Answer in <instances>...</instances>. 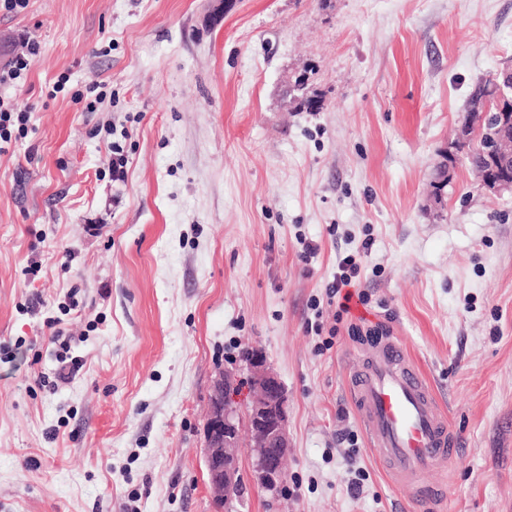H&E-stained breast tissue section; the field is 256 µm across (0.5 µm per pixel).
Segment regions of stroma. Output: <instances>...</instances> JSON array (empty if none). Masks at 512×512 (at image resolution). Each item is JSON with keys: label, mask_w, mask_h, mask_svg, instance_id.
Returning <instances> with one entry per match:
<instances>
[{"label": "stroma", "mask_w": 512, "mask_h": 512, "mask_svg": "<svg viewBox=\"0 0 512 512\" xmlns=\"http://www.w3.org/2000/svg\"><path fill=\"white\" fill-rule=\"evenodd\" d=\"M213 3L0 12L16 49L40 46L0 87L33 107L0 155V512H404L367 449L347 453L343 365L373 326L463 441L443 512H512V194L464 163L433 188L471 86L512 67V0H232L220 20ZM295 72L321 111L291 107ZM92 87L90 111L73 96ZM350 253L369 301L344 312L326 292ZM247 350L285 386L292 448L266 492L242 428L227 509L204 428L216 372ZM62 354L82 367L57 384Z\"/></svg>", "instance_id": "stroma-1"}]
</instances>
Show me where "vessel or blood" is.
I'll list each match as a JSON object with an SVG mask.
<instances>
[{
	"label": "vessel or blood",
	"mask_w": 512,
	"mask_h": 512,
	"mask_svg": "<svg viewBox=\"0 0 512 512\" xmlns=\"http://www.w3.org/2000/svg\"><path fill=\"white\" fill-rule=\"evenodd\" d=\"M344 386L374 461L424 512L447 498L448 467L461 440L427 374L392 331L373 328L350 353Z\"/></svg>",
	"instance_id": "b4317fda"
}]
</instances>
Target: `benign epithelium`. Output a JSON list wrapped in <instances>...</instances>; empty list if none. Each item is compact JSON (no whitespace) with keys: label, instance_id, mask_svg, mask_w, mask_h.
<instances>
[{"label":"benign epithelium","instance_id":"obj_1","mask_svg":"<svg viewBox=\"0 0 512 512\" xmlns=\"http://www.w3.org/2000/svg\"><path fill=\"white\" fill-rule=\"evenodd\" d=\"M512 93V77L495 83L493 93L481 112H474L469 126L460 129L456 139L443 149L440 175L448 180L450 167L458 159L459 145L465 144L472 151L487 132V117L492 105H498ZM285 94L294 103L307 97L301 76L288 78ZM500 138L509 149L494 155L493 161L500 170L499 176L482 181L486 191L497 194L512 192V135L509 125L500 126ZM252 398L246 413H241L236 402L238 395V370L224 369L217 372L212 385L210 406L204 432V456L208 482L224 493V504H229L240 485L239 439L241 423L247 422L253 435V471L260 486L267 491L277 490L286 480L285 462L291 450L288 434V405L283 385L269 367L266 357L254 353L245 361Z\"/></svg>","mask_w":512,"mask_h":512}]
</instances>
